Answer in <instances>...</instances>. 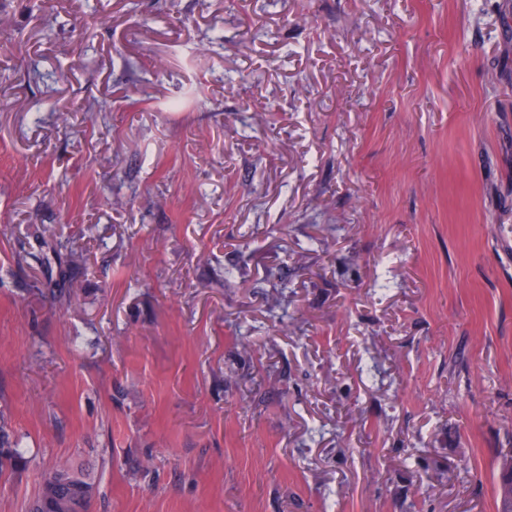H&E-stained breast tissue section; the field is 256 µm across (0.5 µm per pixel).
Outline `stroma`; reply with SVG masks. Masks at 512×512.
I'll return each mask as SVG.
<instances>
[{
  "label": "stroma",
  "mask_w": 512,
  "mask_h": 512,
  "mask_svg": "<svg viewBox=\"0 0 512 512\" xmlns=\"http://www.w3.org/2000/svg\"><path fill=\"white\" fill-rule=\"evenodd\" d=\"M0 18V512H496L512 0ZM23 459L18 448V441H10L5 432L2 434V429H0V469L18 467L23 463ZM60 484H69L72 497L70 506H63L54 495V488ZM93 498V488L85 476L72 466L66 464L44 472L41 476L38 494L29 504V512H88ZM78 509H82L77 511Z\"/></svg>",
  "instance_id": "stroma-1"
}]
</instances>
